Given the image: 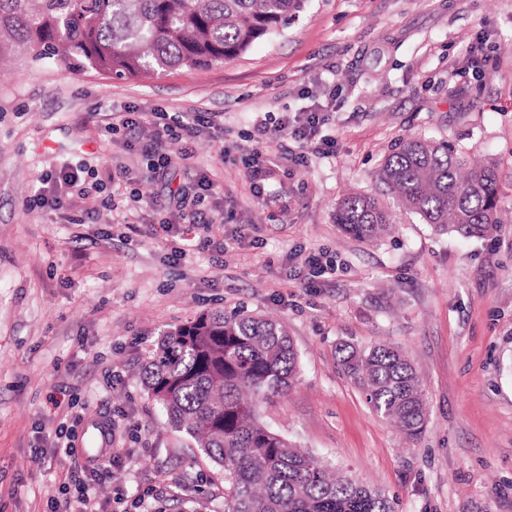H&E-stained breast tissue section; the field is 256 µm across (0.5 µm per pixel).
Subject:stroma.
I'll return each instance as SVG.
<instances>
[{"label":"stroma","mask_w":512,"mask_h":512,"mask_svg":"<svg viewBox=\"0 0 512 512\" xmlns=\"http://www.w3.org/2000/svg\"><path fill=\"white\" fill-rule=\"evenodd\" d=\"M486 58L475 68L471 57ZM330 105L328 157L277 159L255 197L245 160L255 119ZM135 107L224 115L202 130L190 167L141 180L146 161L113 114ZM422 135L497 162L512 209V0H308L244 54L203 71L137 78L64 70L20 54L0 61V512H54L75 460L35 448L64 424L112 427L123 452L96 490L102 512H146L173 497L222 512L224 481L166 422L134 375L161 334L200 314L244 309L282 320L299 355L293 387L263 405L272 430L381 489L396 512H512V223L485 238L438 234L396 211L374 242L335 219L348 193H378L396 143ZM129 168L130 203L112 180ZM84 170L86 191L59 210L29 208L49 172ZM208 176L214 241L175 261L163 231L169 189ZM325 254L332 273L303 261ZM400 347L425 383L423 435L373 412L336 348Z\"/></svg>","instance_id":"1"}]
</instances>
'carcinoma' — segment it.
Listing matches in <instances>:
<instances>
[{"label":"carcinoma","instance_id":"cac0c4a2","mask_svg":"<svg viewBox=\"0 0 512 512\" xmlns=\"http://www.w3.org/2000/svg\"><path fill=\"white\" fill-rule=\"evenodd\" d=\"M305 8L306 0H0V56L119 78L205 70ZM374 177L381 196L355 192L336 206V223L356 239L388 233L389 197L442 234L486 237L503 223L498 166L476 164L445 142L404 138ZM338 355L377 414L409 438L422 434L423 379L405 354L344 343ZM299 367L283 322L239 310L164 332L136 376L168 424L224 474V512H394L381 491L261 422V406L290 389Z\"/></svg>","mask_w":512,"mask_h":512}]
</instances>
